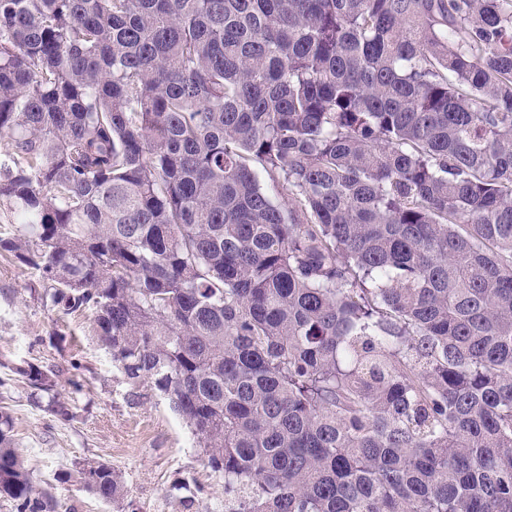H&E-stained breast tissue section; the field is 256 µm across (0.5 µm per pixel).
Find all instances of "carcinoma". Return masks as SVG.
<instances>
[{
    "mask_svg": "<svg viewBox=\"0 0 512 512\" xmlns=\"http://www.w3.org/2000/svg\"><path fill=\"white\" fill-rule=\"evenodd\" d=\"M4 132L0 253L224 512H512V0H0ZM12 430L0 496L46 512Z\"/></svg>",
    "mask_w": 512,
    "mask_h": 512,
    "instance_id": "obj_1",
    "label": "carcinoma"
}]
</instances>
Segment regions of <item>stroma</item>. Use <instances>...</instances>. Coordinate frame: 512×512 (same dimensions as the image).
<instances>
[{"label": "stroma", "instance_id": "1", "mask_svg": "<svg viewBox=\"0 0 512 512\" xmlns=\"http://www.w3.org/2000/svg\"><path fill=\"white\" fill-rule=\"evenodd\" d=\"M48 281L0 256V405L14 421V440L49 512H185L189 484L200 512H224L223 481L208 467L196 436L167 396L147 383L132 386L98 339L94 316L63 313L46 297ZM57 370V391L73 407L63 423L47 395L12 371L23 362ZM121 471V506L103 502L77 476L89 462Z\"/></svg>", "mask_w": 512, "mask_h": 512}]
</instances>
